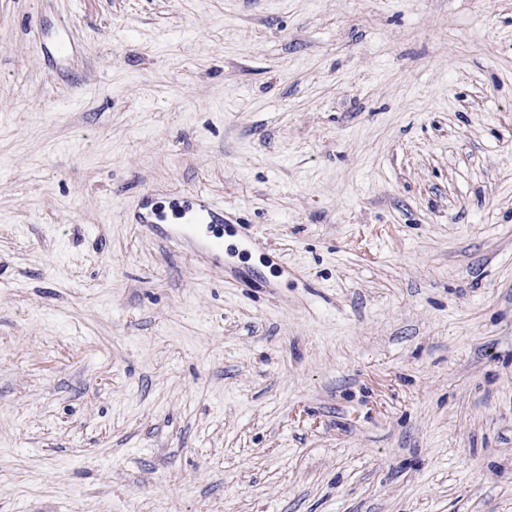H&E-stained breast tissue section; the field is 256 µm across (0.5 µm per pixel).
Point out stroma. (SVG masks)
<instances>
[{
  "label": "stroma",
  "mask_w": 512,
  "mask_h": 512,
  "mask_svg": "<svg viewBox=\"0 0 512 512\" xmlns=\"http://www.w3.org/2000/svg\"><path fill=\"white\" fill-rule=\"evenodd\" d=\"M0 512H512V0H0ZM167 208L172 218L180 221L182 234L187 238L192 237L193 224H215L214 221L219 220V215L212 204L201 196H181L168 201L167 206L166 204L152 206L148 216L141 214V223L158 224L157 222L170 221Z\"/></svg>",
  "instance_id": "obj_1"
}]
</instances>
